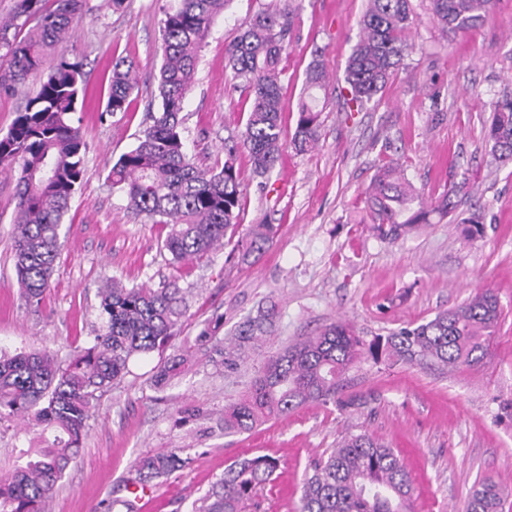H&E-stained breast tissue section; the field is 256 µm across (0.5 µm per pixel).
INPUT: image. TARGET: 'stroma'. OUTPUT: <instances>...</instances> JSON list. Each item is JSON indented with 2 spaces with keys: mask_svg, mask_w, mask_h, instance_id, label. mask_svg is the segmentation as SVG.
I'll list each match as a JSON object with an SVG mask.
<instances>
[{
  "mask_svg": "<svg viewBox=\"0 0 512 512\" xmlns=\"http://www.w3.org/2000/svg\"><path fill=\"white\" fill-rule=\"evenodd\" d=\"M269 2L232 0L205 39L184 109V137L197 163L223 158L225 138L246 122L252 99L226 81L225 50ZM170 3L126 0L115 12L104 0H86L71 40L89 86L84 109L72 116L88 144L85 172L64 217L51 286L36 307L20 295L11 236L15 180L0 170V350L66 358L98 328L97 293L113 281L154 288L173 280L188 304L168 348L134 358L100 396L47 512H125L134 461L170 448L191 464L155 480L138 512H193L227 466L263 454L280 467L245 512H294L310 461L360 430L388 443L411 471L415 512H464L471 486L486 479L508 489L502 512H512V164L495 163L485 141L492 101L512 94V0H498L466 32L439 24L428 0H411L406 36L414 49L359 112L348 109L342 76L367 0H293L281 63L283 125L293 135L305 71L320 61L331 81L319 141L305 153L286 148L264 183L240 160L239 225L222 247L183 264L161 251L165 229L130 213L107 178L158 98L160 21ZM121 57L133 60L137 86L128 111L112 116L104 108L112 61ZM386 162L401 166L426 199L462 181L473 192L449 216L381 240L365 221L364 198ZM475 214L483 222L477 237L466 223ZM255 224L272 225L269 243L261 253L237 255ZM487 288L499 298L502 319L481 365L449 370L418 358L365 359L346 374L337 402L304 405L249 432L225 431V404L241 397L274 352L338 320L365 339L386 336ZM270 305L278 312L275 332L238 370L216 371L195 350L177 376L155 386L157 365L194 342L204 323L218 321V337H227ZM33 438L27 421H0V478L22 464Z\"/></svg>",
  "mask_w": 512,
  "mask_h": 512,
  "instance_id": "obj_1",
  "label": "stroma"
}]
</instances>
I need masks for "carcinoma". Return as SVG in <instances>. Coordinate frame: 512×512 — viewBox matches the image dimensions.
<instances>
[{
  "mask_svg": "<svg viewBox=\"0 0 512 512\" xmlns=\"http://www.w3.org/2000/svg\"><path fill=\"white\" fill-rule=\"evenodd\" d=\"M231 0H176L161 20L160 106L136 145L112 165L108 180L124 193L127 209L168 228L162 248L174 263L208 254L221 244L243 212V189L236 167L247 154L253 173L271 174L286 149L278 69L288 47L291 5L251 16L226 49L231 81L253 96L244 130L224 141V162L195 163L184 139V106L193 90L199 54L214 18ZM495 0H429L445 27L467 30L488 15ZM86 0H16L12 21L0 24V93H15L34 78L35 95L16 112L0 137V167L17 172L14 220L15 270L25 300L40 304L50 287L60 248L63 218L83 179L88 145L72 124L86 94L83 63L69 41L83 20ZM410 0H368L360 34L346 62L344 81L356 108L378 95L412 46L405 39ZM327 73L314 65L306 73L305 97L297 108L293 148L302 153L319 139L316 91ZM136 85L134 62L112 65L105 112L128 109ZM494 159L512 163V96L497 101L486 131ZM467 183L452 184L429 202L401 173L383 165L373 175L366 209L376 235L393 241L431 217L447 216ZM272 225L255 224L245 255L261 253ZM101 326L87 346L60 362L46 352L0 356V419L26 416L47 446L31 447L28 460L0 482V512H45L46 502L78 456L96 393L120 381L129 362L164 347L177 334L187 311L174 282L158 288L112 283L100 289ZM501 316L500 303L484 289L465 303L415 327L368 341L350 324L337 321L317 335L287 346L258 369L248 391L224 407V429L246 432L269 419L285 417L308 403L336 397L342 376L361 358L379 361L429 360L450 369L480 365L488 354ZM277 317L268 307L238 326L224 345L222 364L238 369L248 349L266 341ZM191 464L177 450L147 454L135 465L136 483L146 485ZM279 461L270 455L244 458L224 469L200 499L195 512H242L273 480ZM503 490L477 482L465 512H498ZM413 485L400 456L367 432H350L306 472L297 512H413Z\"/></svg>",
  "mask_w": 512,
  "mask_h": 512,
  "instance_id": "1",
  "label": "carcinoma"
}]
</instances>
